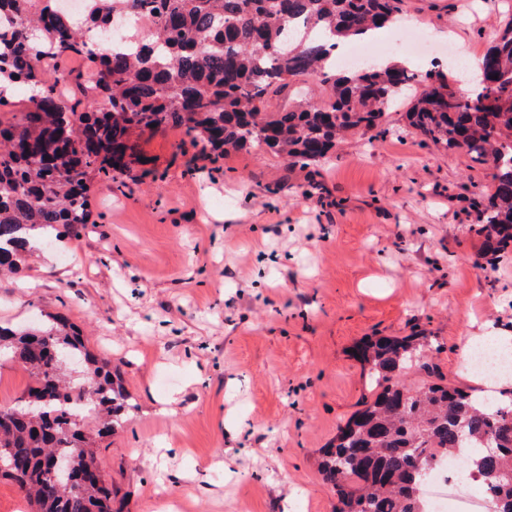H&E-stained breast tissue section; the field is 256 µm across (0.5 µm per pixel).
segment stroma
I'll return each mask as SVG.
<instances>
[{
	"label": "stroma",
	"instance_id": "obj_1",
	"mask_svg": "<svg viewBox=\"0 0 512 512\" xmlns=\"http://www.w3.org/2000/svg\"><path fill=\"white\" fill-rule=\"evenodd\" d=\"M510 18L512 0H405L380 37L386 59L444 73ZM409 27L429 36L411 55ZM135 140L148 165L90 175V224L0 276V322L64 315L120 365L132 409L98 465L123 512H334L318 456L368 393L364 337L435 338L444 380L482 387L462 347L512 332V251L484 255L473 204L488 166L400 111L314 168L179 128Z\"/></svg>",
	"mask_w": 512,
	"mask_h": 512
}]
</instances>
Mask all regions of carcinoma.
I'll use <instances>...</instances> for the list:
<instances>
[{
	"label": "carcinoma",
	"instance_id": "cac0c4a2",
	"mask_svg": "<svg viewBox=\"0 0 512 512\" xmlns=\"http://www.w3.org/2000/svg\"><path fill=\"white\" fill-rule=\"evenodd\" d=\"M26 2L0 0V16L10 19L0 26V82L40 88L23 99L25 111L0 117V272L23 270L31 233L77 234L90 223L89 175H133L143 165L136 130L180 127L224 154L263 145L308 168L349 132L384 133L382 119L404 88L416 133L491 165L492 187L479 201L484 251L512 245V19L480 58L492 88L465 98L445 75L399 63L336 69L337 39L366 41L400 19L404 0H89L78 19L51 0L30 14ZM136 13L153 17L139 47L95 48L88 33L110 37L118 17ZM75 56L93 64L96 81L67 72L80 94L74 103L55 86ZM296 77L325 87L327 101L268 109ZM430 350L426 336L354 346L370 390L321 450L334 512H424L421 488L436 454L456 450L461 471L493 495V512H512V390H498L491 405L445 384L425 361ZM2 353L33 378L27 394L38 413L22 399L0 406V448L8 449L0 474L37 512H120L94 474L98 439L121 426L128 408L118 368L91 354L61 315L39 328L0 325ZM90 399V414L71 410ZM55 454L84 475L78 489L49 485Z\"/></svg>",
	"mask_w": 512,
	"mask_h": 512
}]
</instances>
